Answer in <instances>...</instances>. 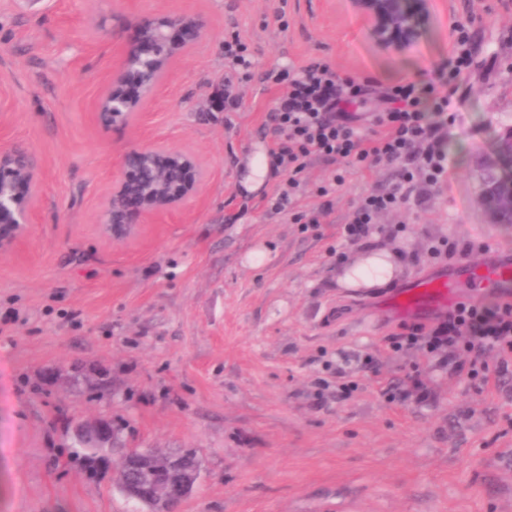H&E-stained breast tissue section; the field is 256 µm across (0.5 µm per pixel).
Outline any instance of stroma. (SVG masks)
<instances>
[{"instance_id":"stroma-1","label":"stroma","mask_w":512,"mask_h":512,"mask_svg":"<svg viewBox=\"0 0 512 512\" xmlns=\"http://www.w3.org/2000/svg\"><path fill=\"white\" fill-rule=\"evenodd\" d=\"M285 10L287 27L275 16ZM201 14L206 37L172 71L136 126L99 124L95 106L135 37L132 14ZM473 16L472 64L448 87V176L423 205L381 217L373 241L404 257L379 292L336 283L356 246L344 226L359 196L397 167L335 165L301 175L293 211L270 214L282 176L248 189V163L269 157L276 84L266 71L329 59L383 85L427 80L448 58L452 18ZM255 58L239 111L209 112L224 76V38ZM512 127V0H432L422 36L386 47L352 0H0V146L41 159L33 224L0 252V512H139L112 478L55 466L68 417L110 415L129 445L200 451L201 473L174 512H512V360L478 386L423 346L398 349L404 321L381 304L451 253L512 248V224L479 202L478 170ZM153 141L192 150L209 176L182 211L138 238L104 236L99 218L127 150ZM107 373L111 396L49 368ZM420 372L428 400L393 398Z\"/></svg>"}]
</instances>
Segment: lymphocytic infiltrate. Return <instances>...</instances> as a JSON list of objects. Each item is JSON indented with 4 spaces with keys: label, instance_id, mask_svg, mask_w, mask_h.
<instances>
[{
    "label": "lymphocytic infiltrate",
    "instance_id": "f902f5d3",
    "mask_svg": "<svg viewBox=\"0 0 512 512\" xmlns=\"http://www.w3.org/2000/svg\"><path fill=\"white\" fill-rule=\"evenodd\" d=\"M450 38L448 63L435 79L408 81L382 90L385 108L367 118L346 108L349 100L365 94L364 83L340 74L324 60L289 67L288 86L275 98L268 115L273 133L280 138L271 152L273 164L285 176L268 201L270 211L288 213L294 223L303 222V215L292 210V199L301 186L299 173L313 159L368 171L382 164L397 166L398 179L392 188L362 197L345 224L348 241L357 244L371 234L376 214L410 203L417 179L431 186L439 184L447 172L444 128L450 105L440 89L463 79L469 66L468 22L453 20ZM224 58V77L209 102L216 111L234 112L242 104L240 84L250 78L255 61L236 34L225 41ZM368 124L375 127V134L364 133ZM396 343L408 347L422 343L429 352L451 359L468 354V371L479 376L486 369L485 351H512V301H456L432 322L407 324Z\"/></svg>",
    "mask_w": 512,
    "mask_h": 512
}]
</instances>
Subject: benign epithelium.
<instances>
[{
	"label": "benign epithelium",
	"instance_id": "1",
	"mask_svg": "<svg viewBox=\"0 0 512 512\" xmlns=\"http://www.w3.org/2000/svg\"><path fill=\"white\" fill-rule=\"evenodd\" d=\"M359 14L370 21L373 32L386 46L403 49L422 34L430 0H353ZM137 38L121 49L119 64L108 76L99 98L96 119L103 126H132L153 100L157 88L169 78L172 64L206 36L207 22L199 14L182 13L160 18L138 17ZM39 156L23 144L0 147V224L12 234L0 238V251L8 250L32 223L42 190ZM205 177L197 157L162 143L126 151L112 181L102 215L103 229L125 238L139 234L150 224L182 208L197 192ZM480 202L497 223H512V129L500 135L492 157L482 163L478 183ZM71 434L91 435L99 445L111 434L110 420L81 418ZM123 466L147 475L141 483H127L119 491L127 498L151 504L163 498L165 506L189 495L198 473L186 469L185 458L174 454L158 463L148 449L132 448Z\"/></svg>",
	"mask_w": 512,
	"mask_h": 512
}]
</instances>
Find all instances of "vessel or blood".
I'll use <instances>...</instances> for the list:
<instances>
[{"label":"vessel or blood","mask_w":512,"mask_h":512,"mask_svg":"<svg viewBox=\"0 0 512 512\" xmlns=\"http://www.w3.org/2000/svg\"><path fill=\"white\" fill-rule=\"evenodd\" d=\"M467 280L476 288L500 296L512 293V253L498 252L492 259H473L448 267L434 276L414 282L386 300V310L408 318L424 319L448 308L456 300L458 280Z\"/></svg>","instance_id":"obj_1"}]
</instances>
